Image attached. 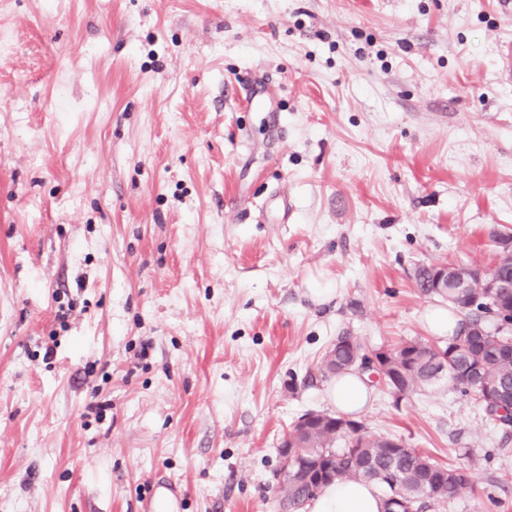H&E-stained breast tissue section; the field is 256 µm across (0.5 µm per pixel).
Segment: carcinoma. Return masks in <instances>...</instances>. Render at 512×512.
<instances>
[{"label": "carcinoma", "instance_id": "1", "mask_svg": "<svg viewBox=\"0 0 512 512\" xmlns=\"http://www.w3.org/2000/svg\"><path fill=\"white\" fill-rule=\"evenodd\" d=\"M498 264L494 273L512 277V249L498 245ZM431 267L419 268L416 283L426 296H438L464 314L461 329L448 337L443 350L448 353L446 367L434 362L436 344L419 340L404 341L388 350L389 367L378 371V382L385 389L395 388L409 395L441 375L464 394H482L490 389L503 399H512V315L498 307L485 288H457L453 272H448V288L429 287ZM366 352L353 337H336L321 359L322 370L340 374L361 370ZM305 426L293 425L288 432V454L293 465L280 478L277 512L300 509L327 486L341 481H366L378 484L390 504L397 497L412 512H427L434 504L454 500L467 484L458 467L439 463L415 449L392 446V436H376L363 423L349 416L310 411ZM320 463L324 476L309 478L310 466Z\"/></svg>", "mask_w": 512, "mask_h": 512}]
</instances>
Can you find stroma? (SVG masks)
I'll return each instance as SVG.
<instances>
[{"instance_id": "1", "label": "stroma", "mask_w": 512, "mask_h": 512, "mask_svg": "<svg viewBox=\"0 0 512 512\" xmlns=\"http://www.w3.org/2000/svg\"><path fill=\"white\" fill-rule=\"evenodd\" d=\"M0 34V512H274L336 336L439 341L417 268L512 232V10L0 0ZM358 419L468 475L432 512H512L453 382Z\"/></svg>"}]
</instances>
